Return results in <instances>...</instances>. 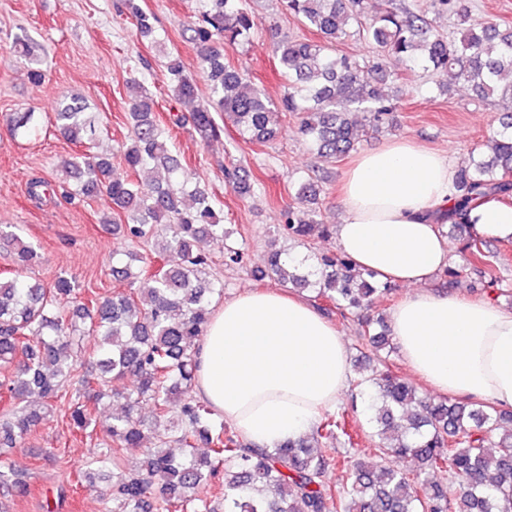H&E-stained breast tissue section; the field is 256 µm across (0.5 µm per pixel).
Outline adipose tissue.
<instances>
[{"instance_id":"ef3b65f1","label":"adipose tissue","mask_w":512,"mask_h":512,"mask_svg":"<svg viewBox=\"0 0 512 512\" xmlns=\"http://www.w3.org/2000/svg\"><path fill=\"white\" fill-rule=\"evenodd\" d=\"M457 165L408 139L363 152L346 172L339 252L379 281L409 286L390 314L412 372L437 392L512 409V312L427 290L448 266L445 223ZM482 236L512 240V204L486 199L468 213ZM196 393L249 443L272 448L335 409L353 373L345 341L294 295L246 290L214 306L196 347Z\"/></svg>"}]
</instances>
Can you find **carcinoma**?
<instances>
[{
  "mask_svg": "<svg viewBox=\"0 0 512 512\" xmlns=\"http://www.w3.org/2000/svg\"><path fill=\"white\" fill-rule=\"evenodd\" d=\"M364 0H280L282 10L308 31L279 38L273 31L269 49L278 63L285 92L268 99L246 71L224 59L225 49L252 37L254 20L244 0H205L191 26L210 85V98L198 100L196 80L185 73L179 55L158 37L154 14L141 0H123L124 14L142 40L155 44L165 59V79L174 100L187 112L159 123L154 100L136 73L129 74L128 134L118 146L126 176L114 175L112 152L98 151L104 125L89 111L86 99L72 94L52 114V126L77 150L59 165L57 187L84 202L106 196L107 225L123 246L112 252V277L131 285L126 293L82 300L73 279L60 275L48 284L28 276L42 262L41 253L16 231H0V246L10 253L12 268L0 271V512L6 499L29 493V483L12 455L20 439L48 420L69 399L72 431L93 439L97 427L111 438L83 465L80 483L95 488L109 468L120 467L131 448L143 460L112 476V506L106 512H218L201 495L202 486L220 477L224 512H512V411L483 402L427 396L387 365L383 353L392 339L383 314L361 312L382 306L392 294L373 274L321 247L301 262L271 245L265 264L251 270L297 292L308 293L323 313L339 321H357L367 360L377 367L356 383L372 411L369 423L378 442L366 465L333 448H314L348 436L346 409L322 414L313 430L271 449L250 446L224 421L212 418L207 403L190 395L195 383V346L211 316V303L224 296V282L210 273L212 260L202 249L208 240L224 239L223 217L215 195L168 144L166 127L192 130L209 143L224 134L219 112L245 144L276 141L284 119L295 115L299 133L318 156L344 158L360 141L356 117L364 115V132L378 131L396 110L384 85L397 68L419 62L437 77L449 72L468 84L481 101L506 107L487 149L470 151L457 175V207L448 214L454 225L472 205L489 196L512 195V25L487 21L445 38L428 18L409 8H381L365 16ZM439 13L466 22L460 0H432ZM358 35L376 48L365 58L339 54L336 43ZM13 55L28 65L35 83L45 78L42 61L31 53L30 39L14 35ZM7 126L14 137L28 138L39 128L35 113L13 112ZM142 171L151 173L136 179ZM225 184L239 197L254 194L252 174L233 161L223 165ZM51 184L29 182L28 194L39 202ZM319 175L299 182L298 206L284 211L279 234L297 240L328 242L334 225L320 219ZM310 206L304 213L300 206ZM154 241L152 258L129 248ZM462 268L497 281L500 252L474 234L462 248ZM73 297L63 309L60 300ZM94 341L91 370L74 381V357L83 342ZM135 378L127 387L120 381ZM123 410L104 421L97 408L105 400ZM151 407L144 418L142 405ZM207 452L199 457L196 448ZM389 457L410 463L406 469L385 464ZM336 472V488L326 481Z\"/></svg>",
  "mask_w": 512,
  "mask_h": 512,
  "instance_id": "carcinoma-1",
  "label": "carcinoma"
}]
</instances>
